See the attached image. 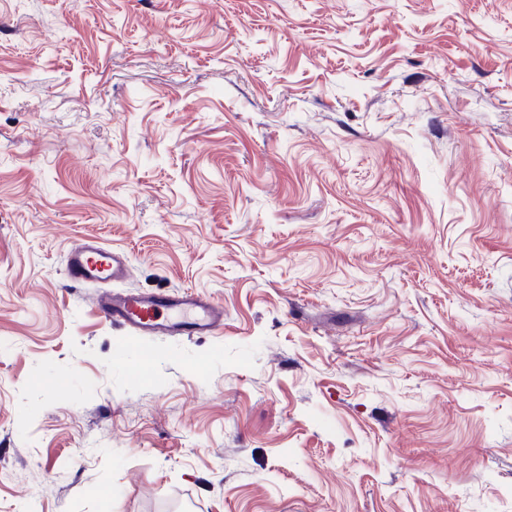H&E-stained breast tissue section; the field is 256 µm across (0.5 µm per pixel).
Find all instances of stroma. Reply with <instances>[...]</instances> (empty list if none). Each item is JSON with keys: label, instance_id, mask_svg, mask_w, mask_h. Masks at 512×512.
<instances>
[{"label": "stroma", "instance_id": "stroma-1", "mask_svg": "<svg viewBox=\"0 0 512 512\" xmlns=\"http://www.w3.org/2000/svg\"><path fill=\"white\" fill-rule=\"evenodd\" d=\"M0 512H512V0H0ZM65 265L66 277L73 284L115 285L124 281L128 261L124 253L92 237H80L69 246ZM101 318L136 336H214L224 330V309L207 296L104 289L95 299Z\"/></svg>", "mask_w": 512, "mask_h": 512}]
</instances>
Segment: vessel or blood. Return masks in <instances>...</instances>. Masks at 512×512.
Here are the masks:
<instances>
[{"instance_id": "obj_1", "label": "vessel or blood", "mask_w": 512, "mask_h": 512, "mask_svg": "<svg viewBox=\"0 0 512 512\" xmlns=\"http://www.w3.org/2000/svg\"><path fill=\"white\" fill-rule=\"evenodd\" d=\"M128 261L124 253L91 237L75 239L66 254V277L76 285H97L101 318L138 336H213L224 328V309L207 296L188 293H142L119 289Z\"/></svg>"}]
</instances>
